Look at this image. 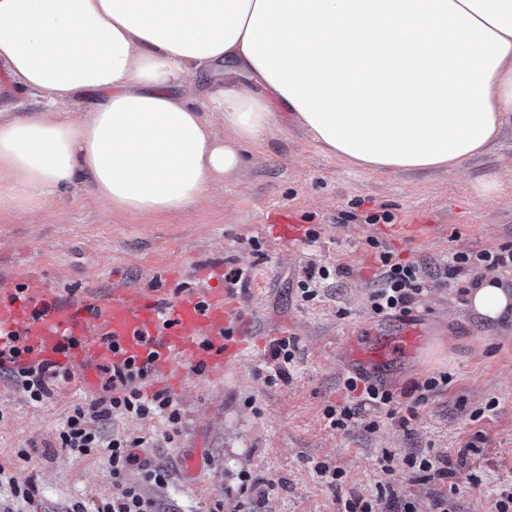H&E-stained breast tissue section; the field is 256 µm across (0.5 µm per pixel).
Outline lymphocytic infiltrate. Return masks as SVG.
Listing matches in <instances>:
<instances>
[{
    "instance_id": "f902f5d3",
    "label": "lymphocytic infiltrate",
    "mask_w": 512,
    "mask_h": 512,
    "mask_svg": "<svg viewBox=\"0 0 512 512\" xmlns=\"http://www.w3.org/2000/svg\"><path fill=\"white\" fill-rule=\"evenodd\" d=\"M378 262V286L370 296L373 312L378 315L408 313L417 297L429 286L425 269L417 263L402 261L387 250L380 251ZM487 266L512 267V244L501 245L495 252L454 253L444 275L453 278L462 271ZM28 351V346L21 344L17 331L0 330V369L10 368L15 381L29 399L40 403L49 397L53 385L68 383L71 374L64 366L49 361L21 364V357ZM100 371L101 397L71 408L58 433L60 445L84 457L94 455L98 448L108 449L112 482L118 493L99 512H160L155 500L144 497L136 486L126 482L128 468L136 464L142 466L147 480L159 485L167 481L165 470L140 462L137 450L144 446V438H115L107 442L90 422L95 418L107 419L115 415L137 419L160 417L174 428L181 421L180 410L166 391L144 395L142 388L151 377L150 364L139 365L129 359L119 365L101 366Z\"/></svg>"
}]
</instances>
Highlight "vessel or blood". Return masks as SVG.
<instances>
[{"label": "vessel or blood", "mask_w": 512, "mask_h": 512, "mask_svg": "<svg viewBox=\"0 0 512 512\" xmlns=\"http://www.w3.org/2000/svg\"><path fill=\"white\" fill-rule=\"evenodd\" d=\"M423 224H386L390 238L422 239ZM272 235L292 245L306 231L292 213L273 217ZM249 321L230 296L209 294L166 298L137 288L115 285L112 298L97 321H89L79 306H53L40 319L13 303L0 302V329L21 330L43 359L83 367L86 359L111 355L113 361L152 360L164 376L183 375L185 367L218 376L236 364L249 346ZM424 337L420 326L407 324L392 333L373 328L346 342L352 365L375 376L397 357L412 356Z\"/></svg>", "instance_id": "vessel-or-blood-1"}]
</instances>
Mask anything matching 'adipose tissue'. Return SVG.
Listing matches in <instances>:
<instances>
[{
	"mask_svg": "<svg viewBox=\"0 0 512 512\" xmlns=\"http://www.w3.org/2000/svg\"><path fill=\"white\" fill-rule=\"evenodd\" d=\"M0 67L46 104L0 107V212L85 182L163 215L236 173L284 110L372 172L462 168L512 119V0H0ZM86 91L105 98L72 116ZM469 308L500 323L512 292L487 276Z\"/></svg>",
	"mask_w": 512,
	"mask_h": 512,
	"instance_id": "obj_1",
	"label": "adipose tissue"
}]
</instances>
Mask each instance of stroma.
Wrapping results in <instances>:
<instances>
[{
    "label": "stroma",
    "instance_id": "35a3bbf8",
    "mask_svg": "<svg viewBox=\"0 0 512 512\" xmlns=\"http://www.w3.org/2000/svg\"><path fill=\"white\" fill-rule=\"evenodd\" d=\"M242 156L237 173L180 212H113L84 185L34 217L0 212V295L18 305L46 299L100 307L116 280L166 297L220 294L225 273L247 272L234 299L262 341L220 377L186 371L173 394L177 430L159 417L97 422L107 440L145 437L140 458L168 474L157 485L134 467L128 483L164 512H345L350 502L389 493L418 512H496L500 492H512V326L503 331L472 315L473 277L449 282L440 274L455 252L512 242V184L486 189L512 167V122L459 169L373 173L322 151L288 114ZM280 209L295 211L316 238L276 244L266 226ZM420 211L437 226L431 240L389 246L435 281L409 314H375L379 234L365 218L386 212L404 224ZM322 267L331 272L323 290L303 300L302 281ZM406 317L427 333L420 351L393 361L381 380L393 402L359 406L346 427L331 426L327 409L353 401L344 385L355 374L342 349L347 337ZM275 338L296 346L283 378L269 352ZM444 372L448 386L413 404L407 389ZM101 394L98 372L76 369L36 404L0 371L1 503L13 512H71L80 502L96 512L111 500L106 453L81 457L57 440L71 407ZM387 454L394 457L388 472ZM410 455L444 458L450 477H424L405 464ZM319 461L339 468L341 478L321 480L313 469ZM15 483L32 485L31 501L13 497Z\"/></svg>",
    "mask_w": 512,
    "mask_h": 512
}]
</instances>
